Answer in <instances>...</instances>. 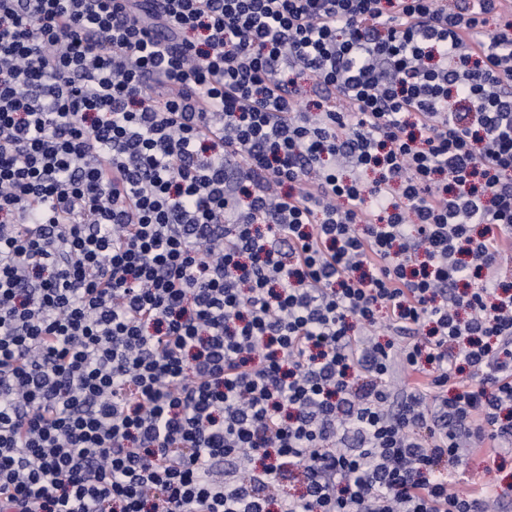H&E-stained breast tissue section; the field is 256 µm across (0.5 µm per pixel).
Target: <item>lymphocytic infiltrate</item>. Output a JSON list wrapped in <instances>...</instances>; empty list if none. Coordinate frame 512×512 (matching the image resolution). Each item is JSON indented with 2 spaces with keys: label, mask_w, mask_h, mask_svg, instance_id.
Instances as JSON below:
<instances>
[{
  "label": "lymphocytic infiltrate",
  "mask_w": 512,
  "mask_h": 512,
  "mask_svg": "<svg viewBox=\"0 0 512 512\" xmlns=\"http://www.w3.org/2000/svg\"><path fill=\"white\" fill-rule=\"evenodd\" d=\"M511 255L512 0H0V512H485Z\"/></svg>",
  "instance_id": "lymphocytic-infiltrate-1"
}]
</instances>
